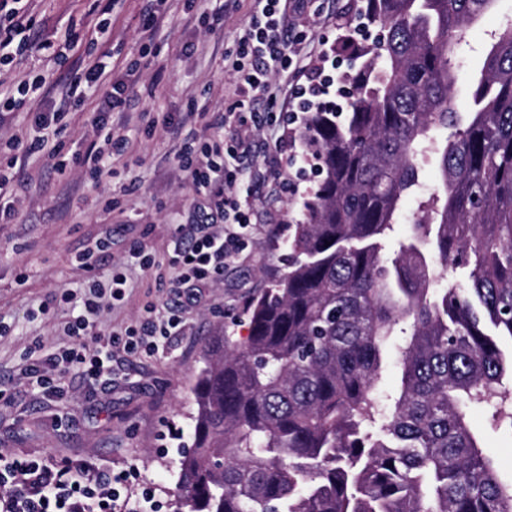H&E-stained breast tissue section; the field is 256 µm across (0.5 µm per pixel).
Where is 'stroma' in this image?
Here are the masks:
<instances>
[{
	"mask_svg": "<svg viewBox=\"0 0 512 512\" xmlns=\"http://www.w3.org/2000/svg\"><path fill=\"white\" fill-rule=\"evenodd\" d=\"M224 2L164 0L165 22L152 36L142 26L139 0H124L101 36L96 25L106 0H30L41 39L61 48L65 60L60 63L42 54L0 66V82L7 84L29 73L56 79L100 39L111 53L113 76L128 77L133 87L123 112L113 117L112 132L126 138L128 149L113 156L111 177L94 188L80 170L61 176L52 160L30 164L22 175L32 191L20 204L18 219L0 224V326L8 330L0 337V448L27 458L90 460L117 471L134 468L135 476L127 483L132 498L150 486L168 502H176L179 462L193 441V387L204 345L223 331L245 336L248 300L286 270L285 229L300 222L303 201L318 186L314 172L295 175L292 154L304 146H288L291 130L281 127L278 143L255 137L249 245L225 268L223 281L206 289L202 302L188 310L183 335L151 356L113 350L112 380L106 384L67 372L63 381L68 394L62 399L42 393L22 371L68 341L62 332L70 316L68 306L46 315L39 306L61 289L83 295L87 274L77 268L76 253L111 236L112 254L99 259L95 274L103 280L113 268L126 269L128 299L102 317L103 326L117 329L159 297L153 278L129 265L130 250L146 247L158 264L167 265L174 224L202 221L191 205L193 190L177 170L166 120L186 112L225 113L233 107L234 81L224 70V57L246 29L253 0H236L229 9ZM363 6L364 0H304L295 21L307 33L309 50L320 52L327 39L341 49L342 37L355 33L372 43L376 28L364 23ZM218 7L224 10L222 27L198 24L202 10ZM510 18L512 0H496L466 32L455 59V109L467 104L469 81L486 54L488 31ZM71 22L79 38L76 45L67 46L64 33ZM107 195L114 209H105ZM468 417L484 454L493 459L503 479H511L512 432L492 427L485 409H470Z\"/></svg>",
	"mask_w": 512,
	"mask_h": 512,
	"instance_id": "stroma-1",
	"label": "stroma"
}]
</instances>
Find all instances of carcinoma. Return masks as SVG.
<instances>
[{"instance_id":"carcinoma-1","label":"carcinoma","mask_w":512,"mask_h":512,"mask_svg":"<svg viewBox=\"0 0 512 512\" xmlns=\"http://www.w3.org/2000/svg\"><path fill=\"white\" fill-rule=\"evenodd\" d=\"M495 2L366 0L384 42L344 44L366 58L345 123L304 118L321 179L288 225V272L247 302L245 341L205 345L177 512H512L468 421L478 406L512 428V23L469 109L450 107L457 37ZM408 200L418 219L386 265ZM436 262L463 285L433 287Z\"/></svg>"}]
</instances>
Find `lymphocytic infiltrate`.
<instances>
[{
  "label": "lymphocytic infiltrate",
  "instance_id": "f902f5d3",
  "mask_svg": "<svg viewBox=\"0 0 512 512\" xmlns=\"http://www.w3.org/2000/svg\"><path fill=\"white\" fill-rule=\"evenodd\" d=\"M35 26L25 0H0V65L10 64L16 54L53 52V43L30 38ZM291 32L288 0H254L236 54L224 57V69L232 75L242 96L238 106L249 111L254 129L276 128L274 113L253 109L254 102L269 92L273 74L294 64L300 70L308 69L307 63L293 61ZM107 68L104 55L92 54L82 66L69 72L66 81L29 76L18 81L10 92H0V112L23 108L35 94L56 98L51 111L36 113V136L0 137V191L7 189L15 196L24 192L21 169L29 158L45 154L55 158L58 173L78 168L86 183L95 188L102 184L110 173L106 160L126 147L125 139L112 135V113L129 98L126 83L110 81ZM106 84L111 90L101 98L92 121L95 145L83 152L67 151L68 113L83 106L88 91L102 90ZM197 119V113H184L170 129L181 138L177 168L194 186L198 200L208 206L211 220L176 225L170 273L155 272L151 255L140 249L134 252L140 269L154 273L160 287L165 288V314H157L155 305L150 304L124 329H102V315L123 300L127 279L116 273L104 281L92 280L80 312L63 327L69 343L51 349L24 371L27 379L56 396L65 394L64 387L52 378L59 367H73L87 378L101 379L109 374L107 362L114 347H122L131 355H151L172 337L181 335L185 313L197 301L199 289L218 284L225 265L246 248V230L251 222L248 160L252 141L242 135L220 141L183 134L184 125ZM130 476L127 470H102L87 462L74 465L20 458L0 449V487L6 491L0 497V512H164L165 504L152 488H144L135 500L123 496Z\"/></svg>",
  "mask_w": 512,
  "mask_h": 512
}]
</instances>
